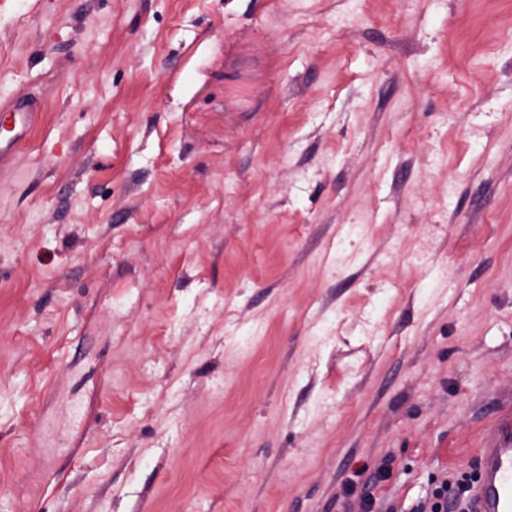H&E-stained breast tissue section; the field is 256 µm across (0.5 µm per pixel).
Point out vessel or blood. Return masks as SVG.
I'll use <instances>...</instances> for the list:
<instances>
[{"mask_svg": "<svg viewBox=\"0 0 512 512\" xmlns=\"http://www.w3.org/2000/svg\"><path fill=\"white\" fill-rule=\"evenodd\" d=\"M9 136L0 139V160L9 159L19 137L33 123L34 114L24 103L10 112ZM494 441L478 452L477 469L470 484L471 512H512V413H500L493 423Z\"/></svg>", "mask_w": 512, "mask_h": 512, "instance_id": "obj_1", "label": "vessel or blood"}]
</instances>
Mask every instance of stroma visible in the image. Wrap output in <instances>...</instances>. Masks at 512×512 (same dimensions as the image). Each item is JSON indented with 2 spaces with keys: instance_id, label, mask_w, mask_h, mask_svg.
I'll list each match as a JSON object with an SVG mask.
<instances>
[{
  "instance_id": "obj_1",
  "label": "stroma",
  "mask_w": 512,
  "mask_h": 512,
  "mask_svg": "<svg viewBox=\"0 0 512 512\" xmlns=\"http://www.w3.org/2000/svg\"><path fill=\"white\" fill-rule=\"evenodd\" d=\"M0 512H413L512 410V0H0ZM10 111L11 112H5L4 114L10 115L12 128L8 132L13 134L4 137L3 140L0 137L1 162L9 159L13 155L19 137L32 125L35 116V112H30L23 102L15 103Z\"/></svg>"
}]
</instances>
